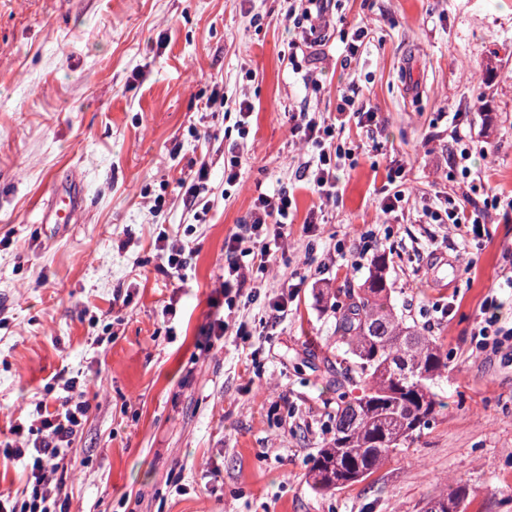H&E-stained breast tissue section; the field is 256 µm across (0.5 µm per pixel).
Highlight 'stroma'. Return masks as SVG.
Returning <instances> with one entry per match:
<instances>
[{
  "label": "stroma",
  "mask_w": 512,
  "mask_h": 512,
  "mask_svg": "<svg viewBox=\"0 0 512 512\" xmlns=\"http://www.w3.org/2000/svg\"><path fill=\"white\" fill-rule=\"evenodd\" d=\"M332 2L300 61L321 75L314 95L284 57L288 0H0V442L75 379L91 410L64 477L70 512H423L461 483L466 512H512V338L486 357L475 336L486 298L512 317V0ZM359 26L366 44L345 57ZM344 91L379 122L346 124L351 160L326 199L296 173L310 150L289 115L335 113ZM216 95L229 105L207 108ZM456 125L486 149L466 177L447 163ZM232 146L243 165L228 188ZM203 159L218 198L198 218L176 180ZM399 167L407 201L385 215ZM67 186L77 223H41ZM262 190L293 195L288 239L214 342L224 239ZM464 191L501 199L467 236L429 217ZM160 224L193 250L185 283L158 270ZM380 255L398 312L448 353L446 408L366 480L319 492L345 357L336 297Z\"/></svg>",
  "instance_id": "1"
}]
</instances>
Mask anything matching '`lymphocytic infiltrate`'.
Here are the masks:
<instances>
[{
	"mask_svg": "<svg viewBox=\"0 0 512 512\" xmlns=\"http://www.w3.org/2000/svg\"><path fill=\"white\" fill-rule=\"evenodd\" d=\"M325 0H289L286 16L293 22H308L298 39L288 45L289 61H296L315 45L314 31L325 21ZM377 124V112L355 96L341 95L335 117L315 115L308 110L292 114L290 132L316 153L304 161L301 170L314 192L332 198L337 193L336 171L351 153L338 145L337 138L345 121ZM293 200L283 191L262 192L253 201L250 220L241 230L224 241V280L221 291L226 307H234L237 298L245 295L250 272H265L273 254L288 235L293 221ZM75 381H67L66 394L55 411L41 417L39 427H15V436L23 437V447L5 446L6 456L26 460L29 477L20 495L0 498V512H68L69 503L62 498L59 471L74 453V437L91 409L87 401L75 399Z\"/></svg>",
	"mask_w": 512,
	"mask_h": 512,
	"instance_id": "lymphocytic-infiltrate-1",
	"label": "lymphocytic infiltrate"
}]
</instances>
